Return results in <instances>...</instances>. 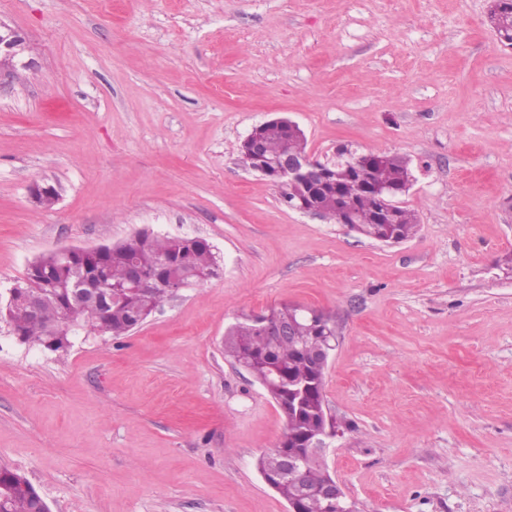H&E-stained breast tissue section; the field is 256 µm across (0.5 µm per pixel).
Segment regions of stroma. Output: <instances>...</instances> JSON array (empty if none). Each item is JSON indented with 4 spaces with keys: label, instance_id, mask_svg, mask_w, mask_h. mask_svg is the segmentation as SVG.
I'll return each instance as SVG.
<instances>
[{
    "label": "stroma",
    "instance_id": "stroma-1",
    "mask_svg": "<svg viewBox=\"0 0 512 512\" xmlns=\"http://www.w3.org/2000/svg\"><path fill=\"white\" fill-rule=\"evenodd\" d=\"M490 5L0 0L30 64L0 88V296L143 228L220 263L117 339L50 352L0 320V467L50 512H287L257 469L284 419L223 339L288 303L336 325L328 463L356 512H512V45ZM282 116L320 162L409 159L415 234L288 208L239 153Z\"/></svg>",
    "mask_w": 512,
    "mask_h": 512
}]
</instances>
